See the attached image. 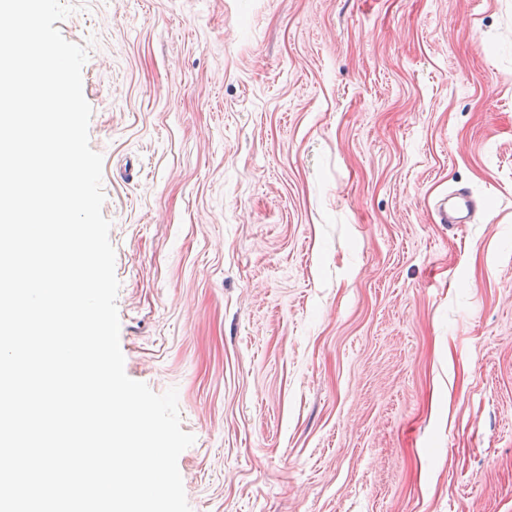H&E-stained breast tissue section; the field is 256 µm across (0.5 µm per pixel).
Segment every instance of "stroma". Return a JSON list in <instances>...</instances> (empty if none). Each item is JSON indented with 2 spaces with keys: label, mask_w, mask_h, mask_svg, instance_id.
Returning <instances> with one entry per match:
<instances>
[{
  "label": "stroma",
  "mask_w": 512,
  "mask_h": 512,
  "mask_svg": "<svg viewBox=\"0 0 512 512\" xmlns=\"http://www.w3.org/2000/svg\"><path fill=\"white\" fill-rule=\"evenodd\" d=\"M63 2L191 512H512V0ZM475 206L476 201L469 191L455 190L449 195V198L445 197L440 200L438 204L440 220L444 224H464Z\"/></svg>",
  "instance_id": "obj_1"
}]
</instances>
